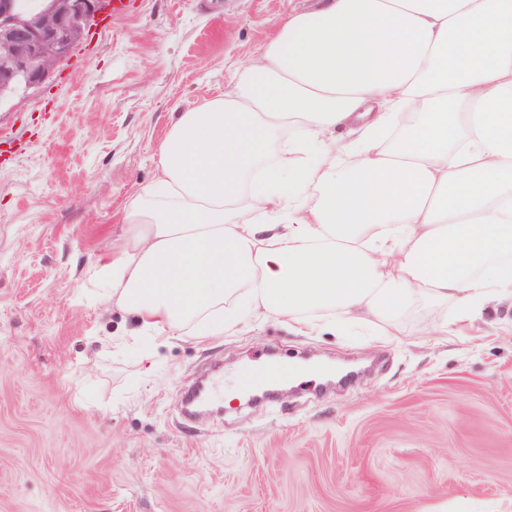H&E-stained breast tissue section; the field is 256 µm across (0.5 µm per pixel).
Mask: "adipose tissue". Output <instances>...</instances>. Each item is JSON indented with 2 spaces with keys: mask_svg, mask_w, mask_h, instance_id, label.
Listing matches in <instances>:
<instances>
[{
  "mask_svg": "<svg viewBox=\"0 0 512 512\" xmlns=\"http://www.w3.org/2000/svg\"><path fill=\"white\" fill-rule=\"evenodd\" d=\"M158 157L89 268L138 335H447L512 301V0L292 10Z\"/></svg>",
  "mask_w": 512,
  "mask_h": 512,
  "instance_id": "adipose-tissue-1",
  "label": "adipose tissue"
}]
</instances>
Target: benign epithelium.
I'll use <instances>...</instances> for the list:
<instances>
[{
    "label": "benign epithelium",
    "instance_id": "obj_1",
    "mask_svg": "<svg viewBox=\"0 0 512 512\" xmlns=\"http://www.w3.org/2000/svg\"><path fill=\"white\" fill-rule=\"evenodd\" d=\"M107 6L108 0H50L43 13L26 16L18 0H0V81L44 85L70 56L77 32Z\"/></svg>",
    "mask_w": 512,
    "mask_h": 512
}]
</instances>
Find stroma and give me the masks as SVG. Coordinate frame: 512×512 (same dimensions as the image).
Wrapping results in <instances>:
<instances>
[{"mask_svg":"<svg viewBox=\"0 0 512 512\" xmlns=\"http://www.w3.org/2000/svg\"><path fill=\"white\" fill-rule=\"evenodd\" d=\"M313 0H128L38 89L0 100V512H512V305L432 336L111 338L135 328L88 279L156 171L172 113L233 86ZM374 361L340 391L181 414L197 373L300 352Z\"/></svg>","mask_w":512,"mask_h":512,"instance_id":"35a3bbf8","label":"stroma"}]
</instances>
